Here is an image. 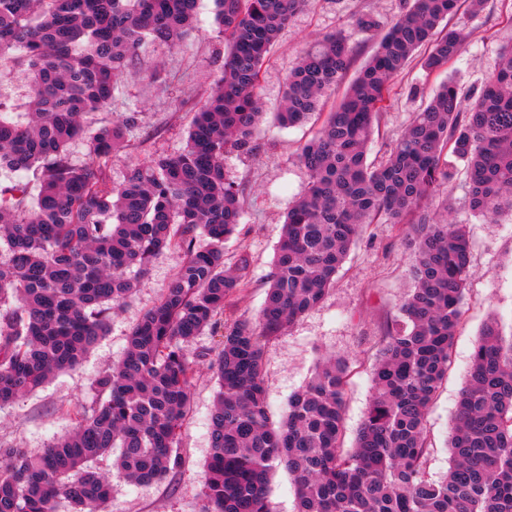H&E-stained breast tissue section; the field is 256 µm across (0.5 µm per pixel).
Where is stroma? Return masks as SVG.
Instances as JSON below:
<instances>
[{
  "mask_svg": "<svg viewBox=\"0 0 512 512\" xmlns=\"http://www.w3.org/2000/svg\"><path fill=\"white\" fill-rule=\"evenodd\" d=\"M409 4L410 0H311L281 32L263 69L259 91L266 111L271 114L280 107L288 74L308 43L328 33H342L354 49L344 76L352 81L375 52L380 30ZM363 14L371 15L378 29L358 28L355 20ZM451 23L469 30L470 37L449 70L464 93L478 94L502 49L512 45V0H485L479 13H460ZM215 29L214 0H198L196 28L189 38L175 46L150 39L142 45L141 60L156 68V77H129L107 109L88 117L87 126L93 130L126 112L139 115L122 152L107 162L113 184L122 183L131 166L152 156H174L185 148L196 105L224 69V42ZM444 78L441 72L425 74L414 61L392 81L388 106L380 116V133L369 146L370 162L378 164L388 157L413 112ZM29 95L25 71L13 59L1 60L0 107L16 120H25ZM320 125L316 119L283 128L269 117L255 131V151L228 161L245 206L242 233L226 242L225 257L231 265L247 257L250 281L225 308V319L255 318L264 303L286 212L308 183L297 154ZM451 170V180L430 197L428 211L433 214L444 208L449 218L466 221L472 263L448 378L426 418L433 445L426 471L434 480L448 470L446 438L482 325L495 318L503 330L512 329V216L505 214L494 221L471 218L465 165L454 163ZM182 262L177 251L158 255L136 293L113 311L105 336L81 365L56 374L37 391L0 409V446L39 452L73 431L81 408L103 401L96 379L123 358L129 329L161 300ZM410 269L411 251L402 227L383 219L367 225L325 300L266 345L264 384L273 421L283 418L289 397L305 385L321 357L340 356L348 362L345 440L353 442L372 396L371 370L386 328L399 315L412 286ZM217 343V337L207 332L188 348L197 374L191 409L179 437L181 468L161 481L136 485L113 468L111 458L94 462V469L108 473L111 482L106 512H202L209 418L219 390L206 353L216 349Z\"/></svg>",
  "mask_w": 512,
  "mask_h": 512,
  "instance_id": "35a3bbf8",
  "label": "stroma"
}]
</instances>
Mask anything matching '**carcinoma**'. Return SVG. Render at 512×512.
<instances>
[{
	"instance_id": "obj_1",
	"label": "carcinoma",
	"mask_w": 512,
	"mask_h": 512,
	"mask_svg": "<svg viewBox=\"0 0 512 512\" xmlns=\"http://www.w3.org/2000/svg\"><path fill=\"white\" fill-rule=\"evenodd\" d=\"M215 2L224 72L186 148L134 165L115 186L104 160L123 148L137 113L92 133L84 116L111 105L128 75H155L138 66L144 40L182 42L195 30L198 0H0V58L20 53L32 93L25 123L0 111V170H32L39 182L33 199L20 186L8 198L0 193L8 248L0 259V406L79 366L152 260L165 250L183 254L161 301L129 331L124 358L97 379L108 397L82 409L74 432L40 453L0 448V512H55L60 496L74 512H99L110 481L90 463L115 450L114 465L137 484L178 470L196 375L187 348L207 330L219 336L211 362L219 392L204 512H270L269 478L280 465L294 476L296 512H512V337L495 319L480 330L457 402L448 472L438 481L426 474V417L448 375L471 242L466 225L424 210L452 177L447 150L466 165L474 215L512 214V46L474 102L454 78L442 83L375 167L367 145L390 81L423 47L426 73L447 67L469 36L462 28L437 35L459 0H411L299 153L309 181L288 209L262 308L253 321L228 322L224 308L248 286L249 263L224 266V243L243 213L225 160L253 150L266 116L261 69L306 0ZM351 57L339 33L312 42L288 76L275 121L306 123ZM80 137L90 159L78 165L68 146ZM381 215L407 225L413 288L387 327L372 399L346 451L347 362L321 359L274 426L265 347L322 303L364 225Z\"/></svg>"
}]
</instances>
